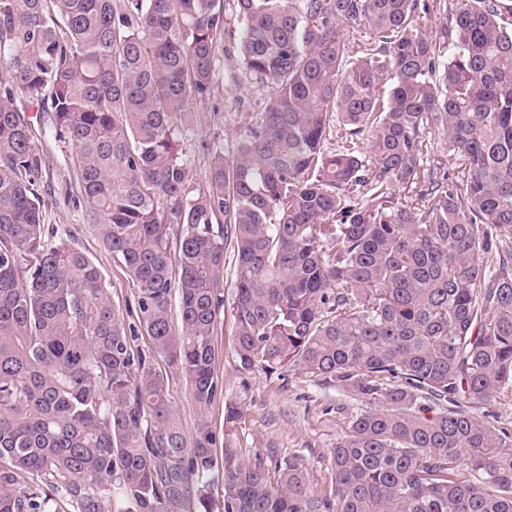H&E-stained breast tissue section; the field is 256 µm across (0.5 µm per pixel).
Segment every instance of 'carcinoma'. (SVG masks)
I'll use <instances>...</instances> for the list:
<instances>
[{
    "mask_svg": "<svg viewBox=\"0 0 512 512\" xmlns=\"http://www.w3.org/2000/svg\"><path fill=\"white\" fill-rule=\"evenodd\" d=\"M0 0V512H512V0ZM243 71L271 87L206 186L178 134ZM37 97L75 148L85 220L127 269L163 372L71 235L44 223ZM343 127L330 150L331 124ZM448 140L462 168L448 178ZM232 246L236 366L359 402L330 487L244 422L215 373ZM178 300L179 326L170 315ZM220 473L222 500L210 496ZM154 364L156 369L162 370L163 374L167 373L170 398L178 411L182 428L187 435L192 434L195 431L197 415L186 400L184 382L181 375L175 373L160 357L155 358Z\"/></svg>",
    "mask_w": 512,
    "mask_h": 512,
    "instance_id": "carcinoma-1",
    "label": "carcinoma"
}]
</instances>
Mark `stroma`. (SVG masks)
Here are the masks:
<instances>
[{
    "mask_svg": "<svg viewBox=\"0 0 512 512\" xmlns=\"http://www.w3.org/2000/svg\"><path fill=\"white\" fill-rule=\"evenodd\" d=\"M238 43V35L226 36L217 60L224 89L217 98L198 104L192 126L179 140L190 157V179L197 188L205 186L210 176L211 146L220 144L225 151H232L248 116L262 111L270 94L269 87L244 75ZM17 105L34 127L41 160L37 185L46 201V224L71 231L76 246L102 271L112 300L120 306L126 321H135L134 290L126 269L103 246L96 226L83 221L71 147L52 135L50 115L42 111L37 99H21ZM232 327V316H225L215 334L219 351L216 373L224 382L228 398L240 402L246 414L245 427L232 438L242 450V462L253 464L256 451L272 444L282 451L301 454L314 488H323L330 481L332 450L347 431L357 402L336 388L317 385L294 371L277 385L259 374L236 372L231 356Z\"/></svg>",
    "mask_w": 512,
    "mask_h": 512,
    "instance_id": "stroma-1",
    "label": "stroma"
}]
</instances>
